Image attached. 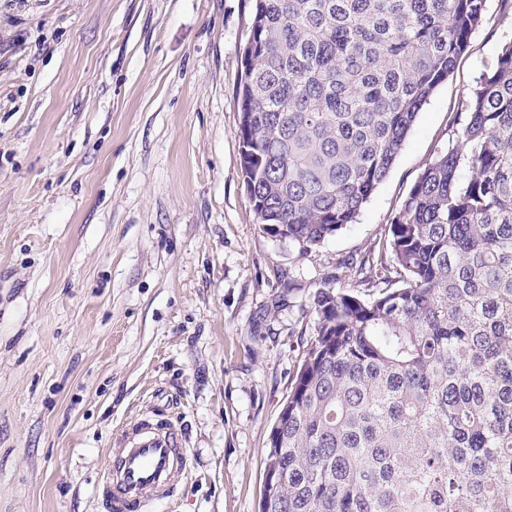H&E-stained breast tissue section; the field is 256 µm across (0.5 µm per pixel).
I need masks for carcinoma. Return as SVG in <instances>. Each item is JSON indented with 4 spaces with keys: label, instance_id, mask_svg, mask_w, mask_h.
Instances as JSON below:
<instances>
[{
    "label": "carcinoma",
    "instance_id": "cac0c4a2",
    "mask_svg": "<svg viewBox=\"0 0 512 512\" xmlns=\"http://www.w3.org/2000/svg\"><path fill=\"white\" fill-rule=\"evenodd\" d=\"M486 0H253L240 167L262 230L354 223ZM389 224L382 292L324 288L260 512H512V42Z\"/></svg>",
    "mask_w": 512,
    "mask_h": 512
}]
</instances>
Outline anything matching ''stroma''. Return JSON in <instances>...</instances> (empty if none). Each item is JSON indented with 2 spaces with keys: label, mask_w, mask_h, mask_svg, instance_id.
<instances>
[{
  "label": "stroma",
  "mask_w": 512,
  "mask_h": 512,
  "mask_svg": "<svg viewBox=\"0 0 512 512\" xmlns=\"http://www.w3.org/2000/svg\"><path fill=\"white\" fill-rule=\"evenodd\" d=\"M486 5L356 223L304 253L242 184L251 0H0V512H103L113 429L156 408L190 466L152 512H258L315 293L379 247L512 41Z\"/></svg>",
  "instance_id": "obj_1"
}]
</instances>
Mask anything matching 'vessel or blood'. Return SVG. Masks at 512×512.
I'll return each instance as SVG.
<instances>
[{
  "instance_id": "1",
  "label": "vessel or blood",
  "mask_w": 512,
  "mask_h": 512,
  "mask_svg": "<svg viewBox=\"0 0 512 512\" xmlns=\"http://www.w3.org/2000/svg\"><path fill=\"white\" fill-rule=\"evenodd\" d=\"M187 467L181 427L149 417L113 433L95 493L104 512H151L174 496Z\"/></svg>"
}]
</instances>
